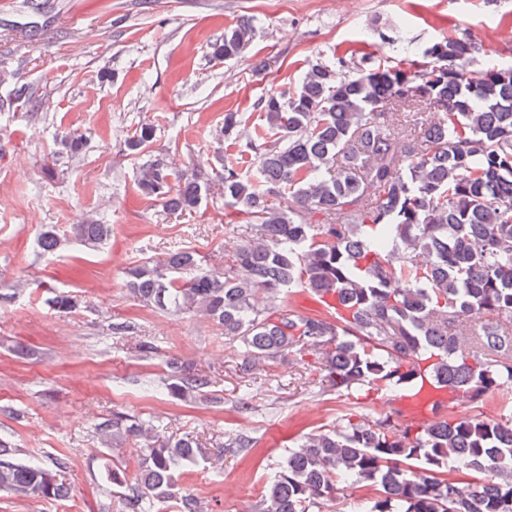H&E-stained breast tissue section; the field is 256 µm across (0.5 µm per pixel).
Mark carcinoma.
Instances as JSON below:
<instances>
[{"mask_svg": "<svg viewBox=\"0 0 512 512\" xmlns=\"http://www.w3.org/2000/svg\"><path fill=\"white\" fill-rule=\"evenodd\" d=\"M251 19L241 18L212 45V57L248 52ZM483 44L443 37L421 48L423 65L358 66L336 80L316 63L287 98L268 91L256 107L260 131L240 112L224 113L214 152L247 138L253 153L207 174L167 156L137 168L141 195L171 212L197 210L220 186L224 207L243 221L224 266L201 263L190 248L129 269L134 296L224 326L245 372L286 356H314L322 381L338 393L383 391L398 402L417 393L422 373L452 401L479 404L512 395V66L482 60ZM0 73L12 86L5 103L49 110L50 99ZM413 123L385 124L386 111ZM142 119L126 140L138 156L153 140ZM60 149L81 159L86 136L63 135ZM292 207L275 204L282 193ZM111 225L93 219L66 233L44 232V255L76 240L95 248ZM298 288L319 309L284 304ZM78 309L65 291L50 300ZM171 395L194 401L210 381L188 363L169 362ZM479 414L413 419L354 413L331 428L298 436L249 512H512V404ZM102 445L141 443L139 476L125 512H157L178 498L180 512H212L190 494L176 496L174 474L198 464L187 434L166 436L152 419L112 412L97 427ZM371 494L335 509L338 492ZM63 501L68 487L41 463L22 464L0 440V492Z\"/></svg>", "mask_w": 512, "mask_h": 512, "instance_id": "cac0c4a2", "label": "carcinoma"}]
</instances>
